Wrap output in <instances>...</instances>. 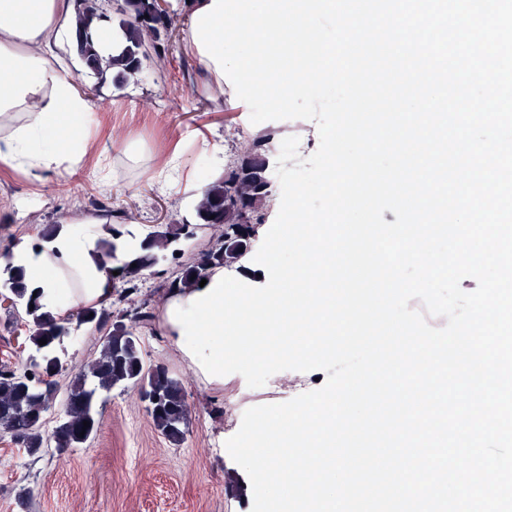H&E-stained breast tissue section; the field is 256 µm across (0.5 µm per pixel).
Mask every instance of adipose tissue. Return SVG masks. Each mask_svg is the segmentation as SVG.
Listing matches in <instances>:
<instances>
[{"label":"adipose tissue","mask_w":512,"mask_h":512,"mask_svg":"<svg viewBox=\"0 0 512 512\" xmlns=\"http://www.w3.org/2000/svg\"><path fill=\"white\" fill-rule=\"evenodd\" d=\"M73 0H0V169L79 167L91 138V104L72 66L52 48L73 36ZM115 246L113 257L102 249ZM141 236L116 237L89 216L67 222L55 236L33 234L11 251L40 290L43 311L63 318L112 301L113 260L136 253Z\"/></svg>","instance_id":"ef3b65f1"}]
</instances>
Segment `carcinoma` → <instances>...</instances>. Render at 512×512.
Returning a JSON list of instances; mask_svg holds the SVG:
<instances>
[{
  "instance_id": "1",
  "label": "carcinoma",
  "mask_w": 512,
  "mask_h": 512,
  "mask_svg": "<svg viewBox=\"0 0 512 512\" xmlns=\"http://www.w3.org/2000/svg\"><path fill=\"white\" fill-rule=\"evenodd\" d=\"M119 11L126 16L121 26L127 45L121 55L103 58L95 49L89 27L93 18L102 16L101 0H77L74 51L93 74L103 78L111 72L115 80L127 81L142 75L143 60L152 54L160 56L161 33L176 25L177 16L158 15L156 0H124ZM271 146V137L264 131L244 137L235 145V158L224 167V178L208 186L195 204L193 220H183L173 233L147 234L142 252L115 267L122 283L119 301H129L139 292L143 272L169 256L185 255L198 232L212 224L224 226L227 237L216 238L199 258L180 265L169 287L197 288L211 270L229 263V249L235 237L265 223L270 213L275 189L265 156ZM33 292L23 266L9 262L0 265V293L24 307L29 342L42 354L41 360H31L22 371L9 361L0 363V430L9 433L31 455L51 446L60 452L82 448L100 427L97 392L114 387L137 388L148 401L146 410L154 427L170 442L180 443L187 426L185 391L166 366L146 364L140 337L123 328L103 337L99 357L74 378L57 407L59 421L52 430L46 429L45 414L55 404L50 377L63 369L60 359L53 355L56 343L76 326L94 323L100 329L105 323L92 307L62 320L41 313ZM43 338L44 345L39 343ZM85 421L89 422L87 428Z\"/></svg>"
}]
</instances>
